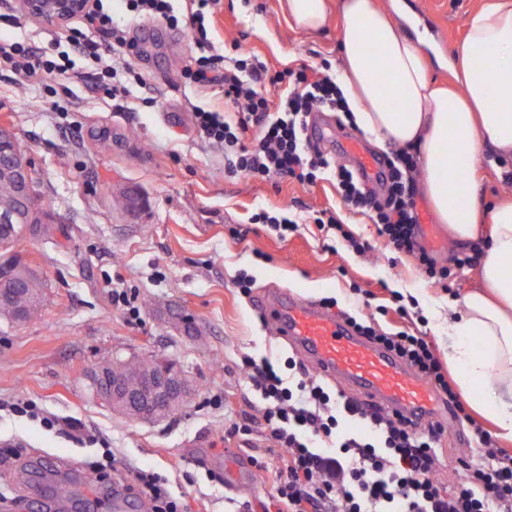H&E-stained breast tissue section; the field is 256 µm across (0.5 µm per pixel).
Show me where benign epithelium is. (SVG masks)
Masks as SVG:
<instances>
[{"label": "benign epithelium", "mask_w": 512, "mask_h": 512, "mask_svg": "<svg viewBox=\"0 0 512 512\" xmlns=\"http://www.w3.org/2000/svg\"><path fill=\"white\" fill-rule=\"evenodd\" d=\"M22 7L28 15L54 23L80 14L87 8V0H22ZM0 169L15 175L20 197L33 194L31 163L19 147L10 150L8 162ZM91 382L98 398L112 402V408L142 421L175 414L187 404L190 396L181 370L164 358L153 361L147 371L130 372L120 368L116 357L95 369Z\"/></svg>", "instance_id": "obj_1"}]
</instances>
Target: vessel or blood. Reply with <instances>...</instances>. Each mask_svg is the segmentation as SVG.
I'll return each mask as SVG.
<instances>
[{
    "mask_svg": "<svg viewBox=\"0 0 512 512\" xmlns=\"http://www.w3.org/2000/svg\"><path fill=\"white\" fill-rule=\"evenodd\" d=\"M342 151L354 159L366 186L374 187L381 171L379 158L353 135L346 137ZM262 313L317 374L345 394L416 419L439 416L453 421L452 411L430 383L391 352L357 336L335 311L279 293Z\"/></svg>",
    "mask_w": 512,
    "mask_h": 512,
    "instance_id": "b4317fda",
    "label": "vessel or blood"
}]
</instances>
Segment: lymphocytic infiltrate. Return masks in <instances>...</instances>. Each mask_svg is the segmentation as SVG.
Wrapping results in <instances>:
<instances>
[{"mask_svg":"<svg viewBox=\"0 0 512 512\" xmlns=\"http://www.w3.org/2000/svg\"><path fill=\"white\" fill-rule=\"evenodd\" d=\"M219 3L190 0L185 18L175 0H123L128 18L121 21L105 0H93L76 21L50 30V49L0 38V67L20 83L41 86L49 98L55 93L53 80L61 78L90 83L108 101L124 99L131 84L143 81L128 59L135 47L128 20L149 18L173 29L189 22L196 54L185 78L198 94L218 100L210 108L195 107L197 132L223 147L228 172L307 184L332 175L343 205L368 214L386 246L413 258L428 278L442 281L452 269H476L479 252L461 254L449 269L437 266L421 244L413 154L397 153L378 193L306 139L312 113L348 109L330 64L274 71L256 56L220 54L211 38ZM106 45L114 54L109 65L102 62ZM348 321L432 382L458 421L471 424L481 447L476 459L460 461L463 483L444 488L438 480L443 426L332 393L294 359H286L279 369L268 359L247 354L241 364L259 400L269 442L259 467L274 472L278 512H512V453L497 447L481 424L473 422L425 337L386 333L353 315ZM134 480L152 512H186L159 474L141 469Z\"/></svg>","mask_w":512,"mask_h":512,"instance_id":"lymphocytic-infiltrate-1","label":"lymphocytic infiltrate"}]
</instances>
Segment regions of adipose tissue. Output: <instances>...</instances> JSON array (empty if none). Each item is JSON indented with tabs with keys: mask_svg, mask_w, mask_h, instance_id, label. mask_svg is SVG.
I'll list each match as a JSON object with an SVG mask.
<instances>
[{
	"mask_svg": "<svg viewBox=\"0 0 512 512\" xmlns=\"http://www.w3.org/2000/svg\"><path fill=\"white\" fill-rule=\"evenodd\" d=\"M342 63L354 121L378 144L416 151L421 185L450 236L491 226L480 289L448 305V361L471 404L512 438V198L482 204L475 176L487 152L512 161V0H490L448 52L453 81L435 85L424 42L377 0H338Z\"/></svg>",
	"mask_w": 512,
	"mask_h": 512,
	"instance_id": "adipose-tissue-1",
	"label": "adipose tissue"
}]
</instances>
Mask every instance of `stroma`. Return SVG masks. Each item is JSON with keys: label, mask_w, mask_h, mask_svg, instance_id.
<instances>
[{"label": "stroma", "mask_w": 512, "mask_h": 512, "mask_svg": "<svg viewBox=\"0 0 512 512\" xmlns=\"http://www.w3.org/2000/svg\"><path fill=\"white\" fill-rule=\"evenodd\" d=\"M380 2L426 28L432 74L444 82L448 49L463 40L469 16L485 0ZM20 8V0H0V37L45 44V22ZM15 13L19 25L4 23ZM134 27L161 38L134 58L145 83L133 86L123 112L82 84L71 85L53 110L42 88L17 84L0 71V129L15 136L39 169L53 227L50 236L22 246L47 278L41 310L22 324L0 318V448L20 452L0 464V512H21L34 501L55 512L62 492L67 512H115L118 497L126 512H144L129 489L137 467L166 477L188 512H196L201 497L212 512H274L271 488L251 462L268 442L240 358L263 355L280 364L291 348L263 320L258 300L273 290L317 303L332 297L338 310L368 315L390 304L392 291H418L424 299L408 317L392 313L379 323L389 332L427 336L444 360L448 332L437 315L480 279L474 270L445 283L428 279L411 258L385 248L369 216L343 206L332 177L308 185L228 173L223 149L195 130L197 98L183 75L192 55L189 31L148 20ZM214 27L224 55H255L275 70L340 62L334 14L310 34L289 23L282 0H221ZM416 201L421 241L438 265L483 248L480 240H452L424 190H417ZM285 205L302 217L336 211L369 250L326 249L325 234L314 224L282 240L249 221L257 208ZM238 225L246 226L245 236H232ZM242 270L254 280L247 296L234 284ZM109 281L138 307V320L113 305ZM155 355L183 368L195 390L179 413L136 421L94 395L89 373L96 366L116 356ZM22 401L62 420V427L14 413ZM70 420L107 441L115 471L62 483L61 466L85 467L99 451L69 436ZM247 420L255 424L250 435L225 436V428ZM31 464L45 473L44 481H19Z\"/></svg>", "instance_id": "35a3bbf8"}]
</instances>
